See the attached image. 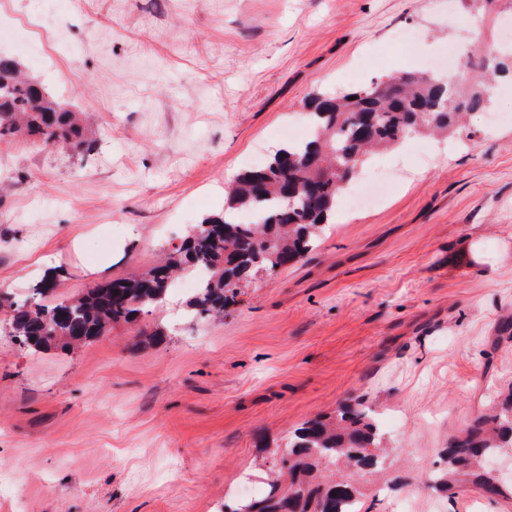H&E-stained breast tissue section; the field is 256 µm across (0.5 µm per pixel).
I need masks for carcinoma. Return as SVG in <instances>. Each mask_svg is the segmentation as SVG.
I'll return each mask as SVG.
<instances>
[{
	"label": "carcinoma",
	"mask_w": 512,
	"mask_h": 512,
	"mask_svg": "<svg viewBox=\"0 0 512 512\" xmlns=\"http://www.w3.org/2000/svg\"><path fill=\"white\" fill-rule=\"evenodd\" d=\"M491 98L488 84L463 93L458 82L435 71L390 75L348 92H319L309 101L311 136L287 143L267 165L237 176L224 192V212L204 217L180 244L164 250L159 264L63 300L54 296L57 273L50 272L27 297L10 304V334L33 349L90 342L117 324L137 322L166 299L175 274L197 269L209 276L189 305L201 316L220 315L243 284L294 266L314 249L344 182L369 151L393 147L413 129L446 135L463 113L488 108ZM19 134L50 148H88L76 113L0 57V141ZM288 197L295 206L286 205ZM508 448L512 393L449 442L446 468L433 483L472 490L491 502L512 501V486L483 465ZM386 458L372 410L360 402L344 404L333 416H315L293 429L268 493L235 508L226 504L224 512H361L360 485L325 472L338 466L353 474L373 472Z\"/></svg>",
	"instance_id": "1"
}]
</instances>
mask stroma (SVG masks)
I'll list each match as a JSON object with an SVG mask.
<instances>
[{"mask_svg": "<svg viewBox=\"0 0 512 512\" xmlns=\"http://www.w3.org/2000/svg\"><path fill=\"white\" fill-rule=\"evenodd\" d=\"M70 46L0 43L66 108L90 152L0 142V295L58 272L72 298L140 274L224 184L266 165L314 92L512 63V0H0ZM394 177L304 262L241 288L220 319L193 290L72 350L18 345L0 311V512H222L263 496L273 451L361 400L390 457L362 512H512L433 488L450 435L512 389V75L445 141L409 134L348 182ZM163 340L151 337L154 328Z\"/></svg>", "mask_w": 512, "mask_h": 512, "instance_id": "1", "label": "stroma"}]
</instances>
